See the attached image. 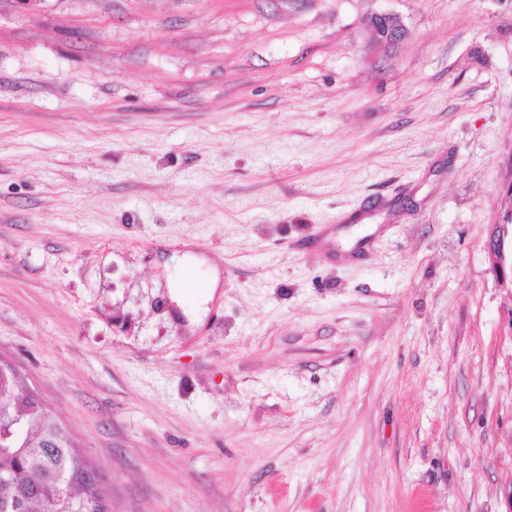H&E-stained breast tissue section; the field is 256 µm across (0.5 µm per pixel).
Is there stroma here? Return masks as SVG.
<instances>
[{"label": "stroma", "mask_w": 512, "mask_h": 512, "mask_svg": "<svg viewBox=\"0 0 512 512\" xmlns=\"http://www.w3.org/2000/svg\"><path fill=\"white\" fill-rule=\"evenodd\" d=\"M510 221L512 0H0V357L109 512H507ZM369 27L379 44L393 45L403 40L407 31L397 17L389 13H374L369 19ZM510 225V231H509ZM510 234V252L506 241ZM486 252L491 271L497 277L502 288H510L512 292V225H493L487 242Z\"/></svg>", "instance_id": "1"}]
</instances>
